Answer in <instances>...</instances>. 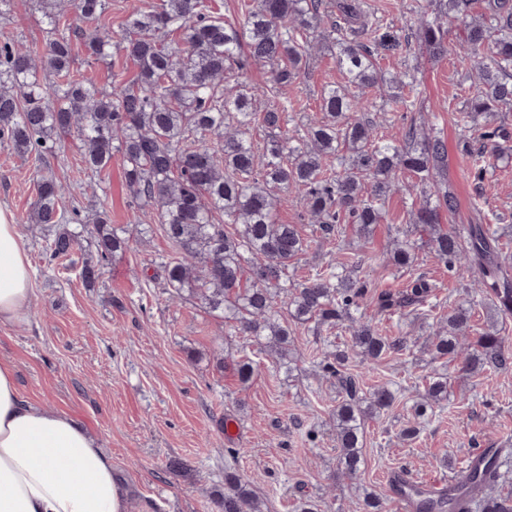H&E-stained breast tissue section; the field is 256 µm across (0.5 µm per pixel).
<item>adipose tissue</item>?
Returning a JSON list of instances; mask_svg holds the SVG:
<instances>
[{
	"mask_svg": "<svg viewBox=\"0 0 512 512\" xmlns=\"http://www.w3.org/2000/svg\"><path fill=\"white\" fill-rule=\"evenodd\" d=\"M32 276L15 224L0 211V324L17 323ZM0 512H129L112 461L76 418L25 401L0 361Z\"/></svg>",
	"mask_w": 512,
	"mask_h": 512,
	"instance_id": "ef3b65f1",
	"label": "adipose tissue"
}]
</instances>
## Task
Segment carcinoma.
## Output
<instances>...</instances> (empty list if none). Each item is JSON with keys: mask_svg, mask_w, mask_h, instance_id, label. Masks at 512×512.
Returning <instances> with one entry per match:
<instances>
[{"mask_svg": "<svg viewBox=\"0 0 512 512\" xmlns=\"http://www.w3.org/2000/svg\"><path fill=\"white\" fill-rule=\"evenodd\" d=\"M37 2L49 27L42 48L0 46V141L43 161L56 153L57 137L73 133L88 169H104L119 157L130 193L174 245L175 255L161 263L172 296L223 319L230 335L251 338L256 355L275 356L285 374L295 365L293 328L350 323L351 344L324 355L319 366L340 393L332 413L337 468L351 476L359 472L366 426L392 406L395 391L364 389L343 368L352 354L376 364L408 344L364 319L359 309L368 286L338 266L330 264L299 283L290 280L288 269L308 242L298 225L278 221L288 195L322 239L335 238L343 224H354L367 236L381 223L387 197L409 196L411 223L429 228L437 261L483 285L496 313L512 316V275L496 233L483 224L461 232L440 226L441 211L451 216L459 207L455 194L437 180L447 167L445 141L416 127L399 138L375 134L369 95L390 88L404 102L418 94L414 75L383 71L374 48L359 40L366 27L360 0H254L240 22L210 15L204 0H160L127 19L117 45L137 62V81L100 87L74 74L72 38L83 40L87 56L100 60L112 49L111 35L80 26L69 34L58 27L70 11L83 22L96 21L108 0ZM432 2L434 16L417 19L418 38L441 58L448 54L445 22L461 31L455 52L472 86L462 120L475 125L482 140L474 155L482 181L507 150L500 143L507 131L496 120L497 113L512 108V0ZM175 31L183 32L182 42L166 40ZM329 46L336 47L344 81L322 88V116L303 136L284 140L278 133L281 112L272 106L258 110L265 90L253 84L251 68L268 67L275 91L291 89L309 69L313 50ZM257 125L267 131L261 147L252 137ZM403 171L415 181L400 180ZM64 202L62 183L52 175L41 177L30 222L46 228L64 223ZM218 212L224 214L222 224ZM70 220L74 227L49 239L50 257L66 258L81 240H90L98 261L85 263L80 277L92 284L104 262L128 250L129 239L105 215L83 224L75 212ZM226 224L235 225V232L225 231ZM414 258V243L403 238L390 261L408 268ZM430 292V285L417 279L399 298L380 293L379 308L390 312L403 301L422 304ZM470 318L464 304L448 309L446 324L433 333V360L446 365L459 359L467 374L487 366L511 368L512 338L497 328L463 347ZM228 365L243 384L259 369L247 355L220 362L222 368ZM447 399L448 378L436 372L425 376L416 417ZM510 461L512 448H493L481 465L457 473L458 483L476 492V512H512V492L499 490L501 468ZM216 506L219 512H263L251 480L235 469L224 470ZM455 506L451 497L422 500L417 512H455Z\"/></svg>", "mask_w": 512, "mask_h": 512, "instance_id": "cac0c4a2", "label": "carcinoma"}]
</instances>
